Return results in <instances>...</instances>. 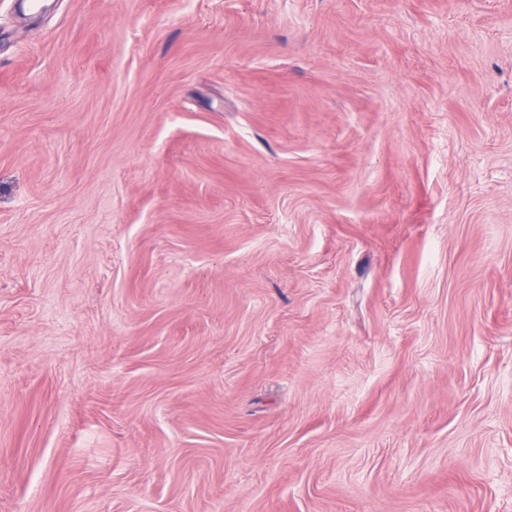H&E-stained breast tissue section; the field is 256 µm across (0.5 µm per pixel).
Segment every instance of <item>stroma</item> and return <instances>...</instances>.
Instances as JSON below:
<instances>
[{"mask_svg":"<svg viewBox=\"0 0 512 512\" xmlns=\"http://www.w3.org/2000/svg\"><path fill=\"white\" fill-rule=\"evenodd\" d=\"M0 0V512H512V0Z\"/></svg>","mask_w":512,"mask_h":512,"instance_id":"stroma-1","label":"stroma"}]
</instances>
